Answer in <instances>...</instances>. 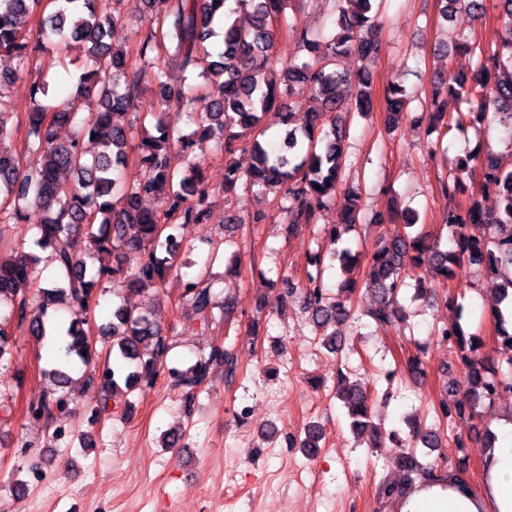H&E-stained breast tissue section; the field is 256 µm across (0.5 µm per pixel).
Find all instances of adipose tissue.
<instances>
[{
    "mask_svg": "<svg viewBox=\"0 0 512 512\" xmlns=\"http://www.w3.org/2000/svg\"><path fill=\"white\" fill-rule=\"evenodd\" d=\"M496 428L498 439L484 459L480 491L438 474L416 481L396 499L393 512H512V418H501Z\"/></svg>",
    "mask_w": 512,
    "mask_h": 512,
    "instance_id": "adipose-tissue-1",
    "label": "adipose tissue"
}]
</instances>
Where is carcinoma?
Wrapping results in <instances>:
<instances>
[{"mask_svg": "<svg viewBox=\"0 0 512 512\" xmlns=\"http://www.w3.org/2000/svg\"><path fill=\"white\" fill-rule=\"evenodd\" d=\"M146 8V25L139 33L141 65L131 69L126 53L108 43L118 15L104 11L100 0H0V54L17 62V67L0 70V92L28 72L32 52L43 40L56 39L65 50L78 51L71 63L77 65L75 95L97 96L92 121L80 120L73 101L50 92L48 75L34 76L27 112V150L34 159L27 173L11 149L14 135L10 113L0 108V224H18L30 206L40 208L45 218L35 225L34 249L0 255V305L11 306L17 327L38 339L46 337L49 310L70 304L74 317L66 330L54 337L57 366L50 370L52 388L36 405L27 408L32 419L52 416L71 404L69 370L91 364L86 326L89 304L101 282L150 297L159 295L176 271L184 250L178 233L182 224H204L208 216V190L201 165L191 162L178 172L170 167L174 150L188 153L198 145L214 141L231 156L237 150L251 151L254 162L245 172L233 161L225 163L224 191H235L245 182L263 194H280L286 215V232L300 224L317 223L318 213L336 195L345 163L343 142L346 126L341 113L355 108L372 109L369 66L380 56L375 0H332L337 14L332 34L299 27L296 13L308 0H141ZM501 32L485 47L471 42L454 49L478 52L475 74L467 78L452 72L439 78L423 111L430 115L428 130L436 123L462 129L488 118L489 112L508 115L512 124V0H498ZM39 13L36 43L21 32L22 19ZM245 13L249 22L240 24L234 15ZM295 34L304 52L301 62L278 60L273 53L277 25ZM170 57L181 72L172 81L157 63L159 53ZM356 55L360 65L354 71L339 67L338 60ZM310 82L323 108L308 114L304 127L290 128L296 86ZM153 84L156 98L150 110L126 122V106L147 84ZM204 92L212 98L211 110L191 116L196 130L182 134L180 123L193 94ZM386 124L393 127L409 105L405 87L392 83L385 91ZM140 125L143 136L129 141L130 130ZM73 128L72 137L61 142L57 129ZM278 126L283 134L267 139V131ZM97 148L89 154L86 145ZM136 156L134 176H126L128 153ZM476 156L468 154L452 161L453 172L441 185L443 195L465 191L461 175L472 168ZM71 173L76 182H63ZM167 193L174 198L173 215H157L143 206L146 197ZM488 192L498 198V207L486 211L478 196ZM360 196L345 194L337 223L323 232L330 243L351 231L361 220ZM446 226L453 252L441 249L440 241L422 232L412 236L395 234L382 238L368 256L366 281L377 292L375 308L367 316L378 328L402 317L399 296L408 286L415 295L427 292L425 284L406 281V270L425 263L443 278L454 277V268L468 262L486 266L498 303L512 307V168L499 165L487 155L478 190L471 191L468 204L447 216ZM50 251L56 265L51 287L41 285L40 253ZM94 256L98 266L87 269ZM324 258L310 256L304 286V302L316 326L323 331V345L336 352L342 346L341 327L351 314V297L357 281L347 279L332 298L325 288ZM183 298L193 307L201 328L215 320V294L206 271L179 278ZM498 337L507 344L505 361L494 365L479 352V338L467 334L455 319L441 330L451 339L450 348L460 353L463 365L461 387L452 390L454 400L441 401L442 417L473 414L494 391H512V332L501 308L494 311ZM106 368L92 373L88 382H99L105 392L101 410L108 403L152 388L163 371L182 389L185 410L193 407L196 391L210 383L215 366L234 370V358L215 344L185 368L165 369L171 350L167 337L143 309L119 304L112 310V332ZM12 363L10 337L0 328V369ZM336 396L343 403L353 432L369 437L370 445L381 446L382 434L370 421L371 402L358 384L347 381L338 371ZM393 462L404 473L400 485L384 484L383 497L402 495L415 480L436 473L434 466L421 464L412 447L398 445Z\"/></svg>", "mask_w": 512, "mask_h": 512, "instance_id": "carcinoma-1", "label": "carcinoma"}]
</instances>
